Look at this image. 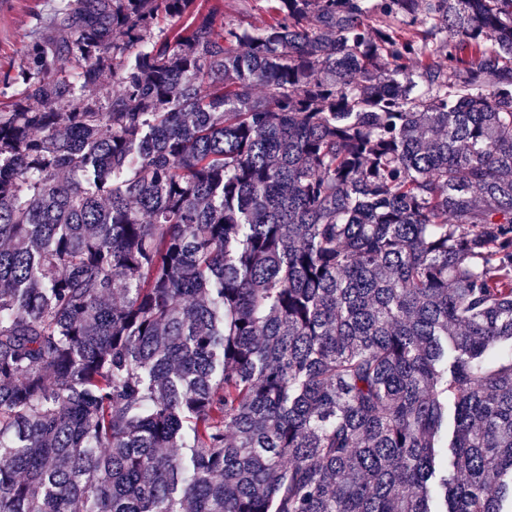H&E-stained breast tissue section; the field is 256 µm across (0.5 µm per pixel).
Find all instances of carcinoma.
<instances>
[{
	"instance_id": "carcinoma-1",
	"label": "carcinoma",
	"mask_w": 512,
	"mask_h": 512,
	"mask_svg": "<svg viewBox=\"0 0 512 512\" xmlns=\"http://www.w3.org/2000/svg\"><path fill=\"white\" fill-rule=\"evenodd\" d=\"M265 2L23 52L0 512H512V0Z\"/></svg>"
}]
</instances>
